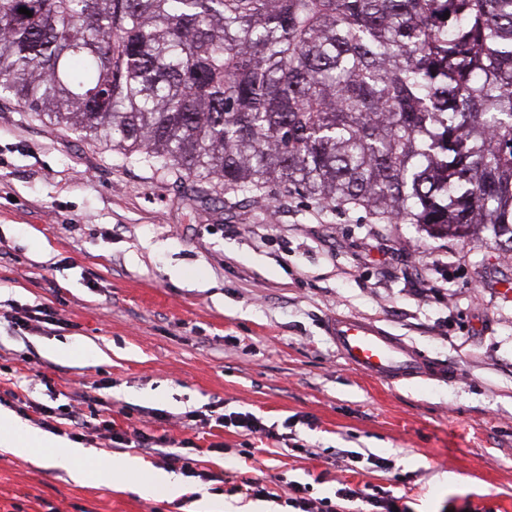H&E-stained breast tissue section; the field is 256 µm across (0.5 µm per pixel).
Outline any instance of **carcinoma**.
Segmentation results:
<instances>
[{
	"instance_id": "carcinoma-1",
	"label": "carcinoma",
	"mask_w": 512,
	"mask_h": 512,
	"mask_svg": "<svg viewBox=\"0 0 512 512\" xmlns=\"http://www.w3.org/2000/svg\"><path fill=\"white\" fill-rule=\"evenodd\" d=\"M0 98L201 189L512 252V0H0Z\"/></svg>"
}]
</instances>
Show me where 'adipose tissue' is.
Here are the masks:
<instances>
[{
	"mask_svg": "<svg viewBox=\"0 0 512 512\" xmlns=\"http://www.w3.org/2000/svg\"><path fill=\"white\" fill-rule=\"evenodd\" d=\"M0 444L18 455L41 451L42 456L53 466L67 471L75 479H83L91 467H98L113 473L129 474L136 472L132 460H117L111 457L96 459L88 450L78 447H62L59 441L38 433L25 425L9 412L0 411Z\"/></svg>",
	"mask_w": 512,
	"mask_h": 512,
	"instance_id": "adipose-tissue-1",
	"label": "adipose tissue"
}]
</instances>
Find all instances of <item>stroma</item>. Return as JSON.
<instances>
[{"label": "stroma", "instance_id": "35a3bbf8", "mask_svg": "<svg viewBox=\"0 0 512 512\" xmlns=\"http://www.w3.org/2000/svg\"><path fill=\"white\" fill-rule=\"evenodd\" d=\"M36 304L58 322L15 331L10 315ZM336 314L375 323L455 378L390 388L348 368L324 330ZM72 343L108 357L51 356ZM21 388L53 408L87 391L120 429L123 410L150 409L145 431L189 442L210 480L144 497L138 475L77 481L0 447V512H200L204 494L237 512H287L237 493L235 476L298 481L314 499L343 482L381 485L409 512H512V256L486 236L433 238L293 192L200 193L185 172L0 100V409L39 428L11 396ZM217 404L311 454L267 440L248 459L234 429L178 420ZM52 435L164 468L65 420ZM345 451L390 468L337 467Z\"/></svg>", "mask_w": 512, "mask_h": 512}]
</instances>
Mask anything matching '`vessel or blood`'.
<instances>
[{
  "label": "vessel or blood",
  "mask_w": 512,
  "mask_h": 512,
  "mask_svg": "<svg viewBox=\"0 0 512 512\" xmlns=\"http://www.w3.org/2000/svg\"><path fill=\"white\" fill-rule=\"evenodd\" d=\"M325 328L346 365L371 378L394 384L444 376L438 366L371 322L337 315L327 320Z\"/></svg>",
  "instance_id": "vessel-or-blood-1"
}]
</instances>
